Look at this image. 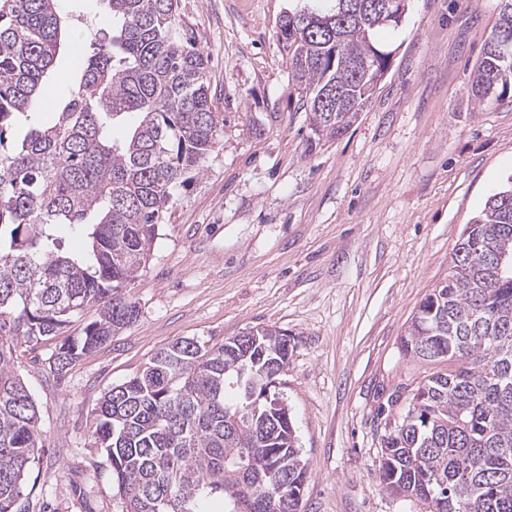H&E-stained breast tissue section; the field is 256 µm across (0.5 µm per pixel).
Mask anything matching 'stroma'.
<instances>
[{
	"instance_id": "stroma-1",
	"label": "stroma",
	"mask_w": 512,
	"mask_h": 512,
	"mask_svg": "<svg viewBox=\"0 0 512 512\" xmlns=\"http://www.w3.org/2000/svg\"><path fill=\"white\" fill-rule=\"evenodd\" d=\"M304 4L180 0L224 130L130 286L137 321L60 379L53 342L21 353L43 440L22 512H119L92 443L100 399L175 339L215 344L263 326L293 345L281 393L310 465L301 512H424L387 493L372 462L398 412L392 397L437 370L405 357L400 339L447 278L464 225L512 180V96L470 91L500 0H409L401 26L377 35L394 57L369 103L312 151L279 40L282 17ZM58 8L75 31L48 79L59 99L106 6Z\"/></svg>"
}]
</instances>
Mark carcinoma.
Here are the masks:
<instances>
[{
	"label": "carcinoma",
	"instance_id": "1",
	"mask_svg": "<svg viewBox=\"0 0 512 512\" xmlns=\"http://www.w3.org/2000/svg\"><path fill=\"white\" fill-rule=\"evenodd\" d=\"M109 40L94 43L74 88L49 124L30 122L63 38L57 0H0V512H20L27 473L42 448L39 408L16 372V348L62 337L48 358L63 377L81 356L137 321L128 286L150 255L158 225L187 174L200 173L224 118L213 111L207 58L181 24L178 0H106ZM500 9L471 92H512V0ZM334 31L290 17V94L308 112L307 150L343 134L392 51L373 3ZM139 117L128 138L114 124ZM512 186L465 225L448 279L420 303L401 337L418 360L448 363L418 384L382 436L373 471L387 492L426 512H512V277H494L512 255ZM80 233L81 252L64 248ZM88 309L79 336L67 331ZM210 346L180 338L112 387L92 414L112 467L121 512H298L309 462L288 404L263 396L282 382L285 332L261 327Z\"/></svg>",
	"mask_w": 512,
	"mask_h": 512
}]
</instances>
